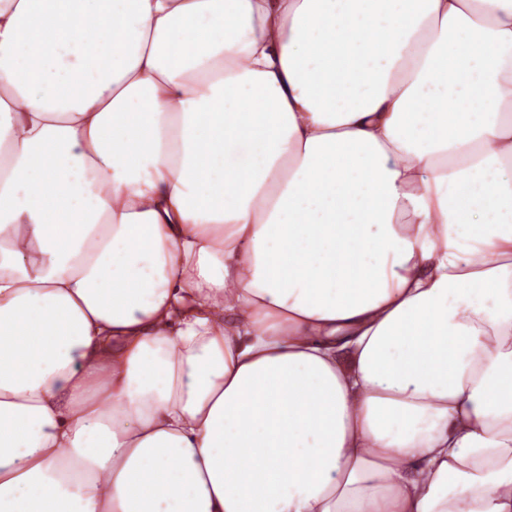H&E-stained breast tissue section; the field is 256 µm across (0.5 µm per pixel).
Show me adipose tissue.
I'll return each instance as SVG.
<instances>
[{"label":"adipose tissue","mask_w":512,"mask_h":512,"mask_svg":"<svg viewBox=\"0 0 512 512\" xmlns=\"http://www.w3.org/2000/svg\"><path fill=\"white\" fill-rule=\"evenodd\" d=\"M0 512H512V0H0Z\"/></svg>","instance_id":"obj_1"}]
</instances>
